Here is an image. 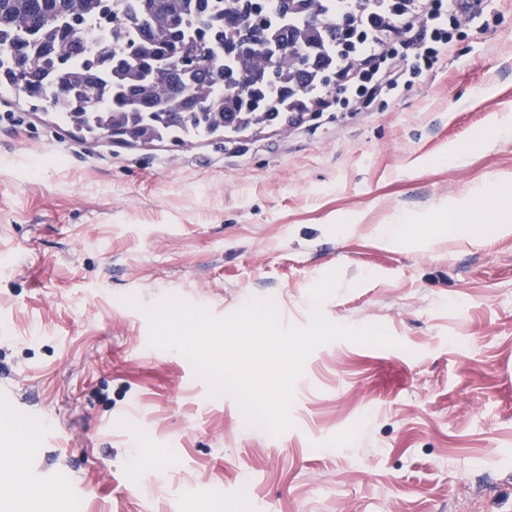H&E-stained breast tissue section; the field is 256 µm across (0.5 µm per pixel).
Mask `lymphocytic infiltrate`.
Instances as JSON below:
<instances>
[{
  "label": "lymphocytic infiltrate",
  "instance_id": "1",
  "mask_svg": "<svg viewBox=\"0 0 512 512\" xmlns=\"http://www.w3.org/2000/svg\"><path fill=\"white\" fill-rule=\"evenodd\" d=\"M471 0H422L421 9L396 17L358 53V63L336 71V107L354 111L357 104L411 85L447 51L456 31L472 17Z\"/></svg>",
  "mask_w": 512,
  "mask_h": 512
}]
</instances>
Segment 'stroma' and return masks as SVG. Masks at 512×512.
<instances>
[{
	"label": "stroma",
	"mask_w": 512,
	"mask_h": 512,
	"mask_svg": "<svg viewBox=\"0 0 512 512\" xmlns=\"http://www.w3.org/2000/svg\"><path fill=\"white\" fill-rule=\"evenodd\" d=\"M482 8L370 107L181 146L86 136L0 95V414L60 490L52 512H512V235L480 220L469 242L376 234L477 188L512 208V135L491 124L512 119V0ZM336 268L324 316L396 344L317 348L278 436L150 347L124 302L222 317L269 298L303 325ZM413 221L412 216L399 213L394 217L392 224L380 226L378 229L380 240L387 246H396L411 232V225L415 224Z\"/></svg>",
	"instance_id": "stroma-1"
}]
</instances>
